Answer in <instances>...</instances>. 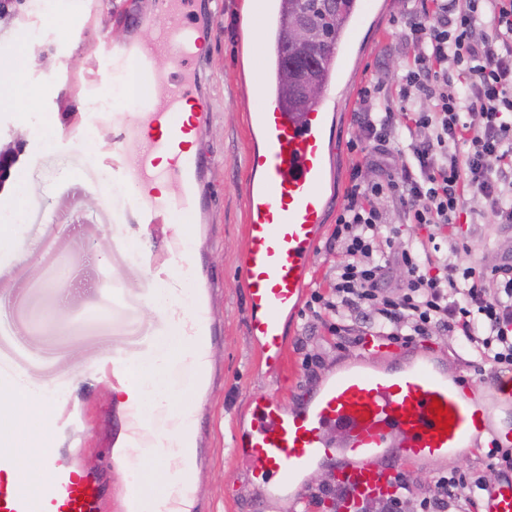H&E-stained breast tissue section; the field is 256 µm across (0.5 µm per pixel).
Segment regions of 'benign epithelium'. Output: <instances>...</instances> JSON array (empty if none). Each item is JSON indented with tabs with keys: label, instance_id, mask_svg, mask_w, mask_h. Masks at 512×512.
<instances>
[{
	"label": "benign epithelium",
	"instance_id": "7a95c632",
	"mask_svg": "<svg viewBox=\"0 0 512 512\" xmlns=\"http://www.w3.org/2000/svg\"><path fill=\"white\" fill-rule=\"evenodd\" d=\"M325 38L326 34L322 26L311 20L310 10L297 14L290 49L294 57L308 61V65L302 68L290 66L289 82L291 90L304 104L311 103L323 93V87L315 76V70L318 60L317 49L325 42Z\"/></svg>",
	"mask_w": 512,
	"mask_h": 512
}]
</instances>
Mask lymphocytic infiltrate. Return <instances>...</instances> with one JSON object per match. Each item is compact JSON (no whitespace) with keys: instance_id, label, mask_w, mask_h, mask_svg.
<instances>
[{"instance_id":"obj_1","label":"lymphocytic infiltrate","mask_w":512,"mask_h":512,"mask_svg":"<svg viewBox=\"0 0 512 512\" xmlns=\"http://www.w3.org/2000/svg\"><path fill=\"white\" fill-rule=\"evenodd\" d=\"M401 24L406 71L358 97L376 175L348 189L334 231L336 278L311 301L335 313L334 331L353 343L373 336L407 346L438 326L465 339L475 374L511 371V263L485 275L448 262L436 244L380 253L375 243L396 232L386 199L404 224L452 227L469 199L492 223L512 224V0H426ZM396 264L406 281L392 294L384 282ZM486 488L443 475L414 512H463Z\"/></svg>"}]
</instances>
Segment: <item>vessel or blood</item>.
<instances>
[{
  "label": "vessel or blood",
  "mask_w": 512,
  "mask_h": 512,
  "mask_svg": "<svg viewBox=\"0 0 512 512\" xmlns=\"http://www.w3.org/2000/svg\"><path fill=\"white\" fill-rule=\"evenodd\" d=\"M168 23L146 42L103 51L113 80L132 85L129 105L100 114L112 123L113 188L122 190L126 212L142 230L193 219L208 209L202 189L209 155L193 149L213 118L202 91L213 25L210 0H161ZM250 113V132L261 139L251 148L245 187L246 239L238 258V278L248 315L247 336L260 346L267 367L281 364L286 338L282 318L296 310L310 274L309 260L327 210L325 183L329 114L323 103L298 114L289 111L260 79ZM154 274L179 290L189 270V252L174 237L161 252H147ZM210 289L202 288L186 317L185 333L196 340L197 360L185 367L188 385L203 389L210 380L200 360L215 334ZM114 388L132 385L125 353L113 352L100 369ZM441 401L452 414L450 431L438 427L432 409ZM512 403V375L464 384L426 358L397 368L353 369L315 389L304 407L283 408L268 394L252 397L251 424L236 440V456L269 491L292 489L305 500L299 476L317 462L355 451L339 468L338 512H357L368 499H382L408 462L437 461L477 447L478 435L494 429L501 445L512 444V425L493 426L494 405ZM128 435L139 447L158 443L154 424L138 405L124 408ZM179 454L166 463L165 509L154 497L129 491L111 501L105 469L81 468L57 437L40 438L27 448L0 435V512H182L181 503L200 462L198 430L190 414L176 423ZM34 456L45 480L34 487L20 474ZM484 512H512V476L488 488Z\"/></svg>",
  "instance_id": "obj_1"
}]
</instances>
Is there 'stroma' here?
Segmentation results:
<instances>
[{
	"label": "stroma",
	"instance_id": "stroma-1",
	"mask_svg": "<svg viewBox=\"0 0 512 512\" xmlns=\"http://www.w3.org/2000/svg\"><path fill=\"white\" fill-rule=\"evenodd\" d=\"M125 2L138 11L143 21L139 29L128 26L121 10ZM215 2L204 88L214 120L201 143L214 158L209 220L155 225L146 242L160 251L179 234L195 253L201 271L186 276L184 304H192L207 278L222 281L213 302L222 330L210 355L217 380L201 393L176 387L171 403L155 408L153 414L163 427L183 410L193 411L203 458L192 502L205 512H336L331 497L318 506L286 494L268 497L233 457L236 434L250 424L249 401L254 395L269 394L284 407L294 408L306 387L359 363L362 350L330 331L331 315L315 314L305 303L283 317L288 342L279 369L267 370L258 344L245 332L247 305L236 263L245 243L242 197L246 159L253 146L248 129V56L252 46L269 41L270 27L261 17L249 22L248 0ZM404 11L400 0H376L372 11L358 14L336 81L322 96L333 119L327 158L329 204L305 295L326 291L335 277L333 231L353 167L362 165L363 176H373L364 166L365 155L349 148L358 133L356 100L359 89L372 79H388L406 66L408 50L399 28ZM166 24L157 0H0V59L18 58L19 75L40 97L33 119L55 133L49 146L21 135L27 95L0 110V150L12 149L15 167L29 183L22 219L13 232L14 248L0 252V360L62 386L64 406L84 411V436L75 452L88 469L101 467L104 448L127 439L119 404L105 397L106 385L95 374L99 363L115 349L138 352L145 339L165 331L151 302V271L139 255L144 241L128 222L117 194L104 186V174L112 169V128L99 124L94 102L106 93L111 78L90 46L147 40ZM22 31L29 37L24 47L16 41ZM27 48L35 64L23 60ZM91 129L97 130L96 138H88ZM465 210L453 232L402 224L397 238L436 239L449 261L485 273L512 261V225L485 223L475 202L467 203ZM457 242L467 246V253L454 252ZM69 270L75 275V298L59 313L56 284ZM309 357L318 358V365L307 366ZM414 357L430 358L466 379L475 376L461 341L449 331L433 333L409 348L389 345L376 364L391 367ZM490 443V434L484 433L478 448L465 455L407 465L412 480L403 499L413 502L431 494L444 471L480 475L488 484L497 483ZM160 457V452L127 445L124 465L108 476L111 497H122L134 487L165 494L168 476Z\"/></svg>",
	"mask_w": 512,
	"mask_h": 512
}]
</instances>
